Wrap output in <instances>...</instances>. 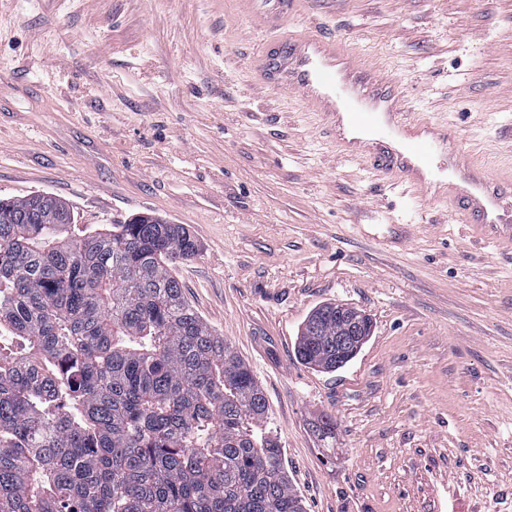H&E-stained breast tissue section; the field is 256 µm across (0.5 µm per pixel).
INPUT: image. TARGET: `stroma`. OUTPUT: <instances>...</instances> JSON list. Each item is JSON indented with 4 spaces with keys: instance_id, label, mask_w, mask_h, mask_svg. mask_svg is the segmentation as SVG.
I'll list each match as a JSON object with an SVG mask.
<instances>
[{
    "instance_id": "35a3bbf8",
    "label": "stroma",
    "mask_w": 512,
    "mask_h": 512,
    "mask_svg": "<svg viewBox=\"0 0 512 512\" xmlns=\"http://www.w3.org/2000/svg\"><path fill=\"white\" fill-rule=\"evenodd\" d=\"M288 28L512 157V0H296ZM265 37L250 0H0V197L59 198L75 237L188 225L184 295L261 387L306 512H512V244L337 157L257 80ZM336 302L373 333L322 372L295 346Z\"/></svg>"
}]
</instances>
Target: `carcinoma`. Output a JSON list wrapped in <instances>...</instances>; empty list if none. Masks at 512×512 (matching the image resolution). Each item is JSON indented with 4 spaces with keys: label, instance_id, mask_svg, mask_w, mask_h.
Instances as JSON below:
<instances>
[{
    "label": "carcinoma",
    "instance_id": "obj_1",
    "mask_svg": "<svg viewBox=\"0 0 512 512\" xmlns=\"http://www.w3.org/2000/svg\"><path fill=\"white\" fill-rule=\"evenodd\" d=\"M42 193L0 200V512H304L248 367L187 302L184 224L81 238ZM298 359L336 370V311Z\"/></svg>",
    "mask_w": 512,
    "mask_h": 512
}]
</instances>
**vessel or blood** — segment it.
Segmentation results:
<instances>
[{
  "mask_svg": "<svg viewBox=\"0 0 512 512\" xmlns=\"http://www.w3.org/2000/svg\"><path fill=\"white\" fill-rule=\"evenodd\" d=\"M288 0H265L258 17L276 31L255 58L259 79L289 93L333 134L336 154L396 179L465 223L512 236V176L492 174L447 117L420 116L383 69L359 62L335 38L287 32Z\"/></svg>",
  "mask_w": 512,
  "mask_h": 512,
  "instance_id": "vessel-or-blood-1",
  "label": "vessel or blood"
}]
</instances>
